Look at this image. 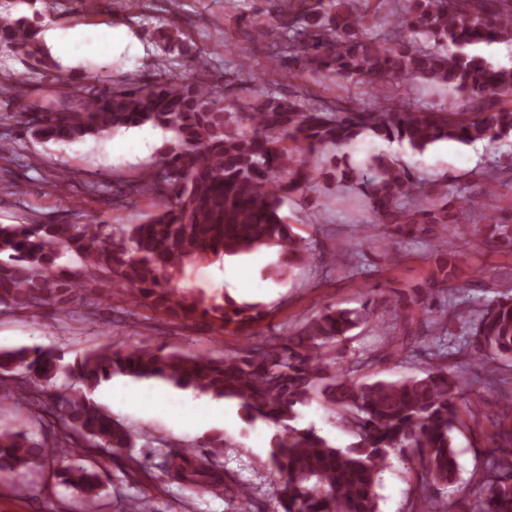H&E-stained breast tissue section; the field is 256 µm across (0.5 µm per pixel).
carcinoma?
<instances>
[{
    "instance_id": "1",
    "label": "carcinoma",
    "mask_w": 512,
    "mask_h": 512,
    "mask_svg": "<svg viewBox=\"0 0 512 512\" xmlns=\"http://www.w3.org/2000/svg\"><path fill=\"white\" fill-rule=\"evenodd\" d=\"M370 0H310L302 11L278 5L276 18L254 23L258 37L282 29L285 43L272 45L265 84L280 85L282 64L365 89L370 102L346 110L320 101L302 105L299 95L277 90L260 93L242 105L221 84L190 79L128 83L91 72L99 91L75 108L47 106L28 120L33 136L77 141L121 128L150 123L171 134L154 168L143 173L140 189L157 196L159 209L142 224H0V306L45 305L64 311L88 293L122 288L152 310L184 323L202 320L247 336L266 315L258 303L211 298L171 287L188 266L211 257H235L265 247L278 251L266 269L275 281L290 278L327 253L297 237L282 216L288 197L312 190L317 178L361 192L384 225L391 262L403 236L434 235L443 224H457L453 205L467 190L423 182L382 155L366 168L344 164L327 170L329 152L368 134L407 143L422 153L441 141L496 148L512 136V68L495 67L467 48L512 43V0H404L391 28L370 31ZM165 52L184 56L191 48L178 27L155 32ZM0 44L24 51L39 64L48 54L26 17L0 14ZM416 82L457 96L450 109L425 107L394 91ZM499 166L479 173L485 198L500 207ZM468 231L487 243L512 250V224H475ZM71 253L80 269L58 260ZM453 254L437 264L432 283L395 301V326L413 314L432 313L434 290L455 279ZM369 298L354 309L327 305L287 337L252 342L232 354L199 356L162 347L129 346L118 341L84 353L72 364L64 354L41 346L0 350V403L26 399L35 417L53 419L60 430L50 439L24 429L0 428V483L20 481L34 490L37 477L53 465L58 483L92 506L100 496V467L84 457L104 452L114 457L136 442L132 433L89 394L115 375L160 379L216 399L237 401L247 424L271 429L269 464L276 491L274 512H378L375 487L391 451L408 456L417 484L416 510L432 508L437 487L453 483L459 465L453 432L460 423L463 382L448 364L432 363L419 376L363 382L354 362L343 368L337 356L349 333L373 315ZM466 357L486 367L512 362V295L488 303L470 322ZM60 374L79 387L52 396L36 388ZM313 401L336 414L355 442L329 443L312 428L296 425L299 408ZM499 447L478 479L479 498L442 503L435 512H512V429L500 432ZM232 444L224 434L204 443L205 451L167 449L160 466L170 483L224 496L243 512L249 502L244 484L225 478L221 460Z\"/></svg>"
}]
</instances>
